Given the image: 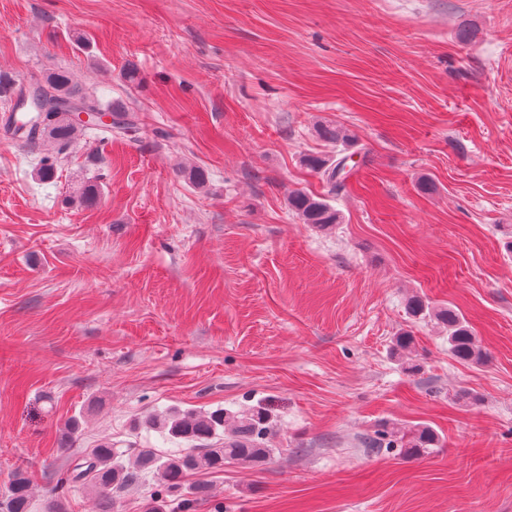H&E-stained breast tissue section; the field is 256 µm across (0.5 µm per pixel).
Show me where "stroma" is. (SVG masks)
I'll list each match as a JSON object with an SVG mask.
<instances>
[{"instance_id":"1","label":"stroma","mask_w":512,"mask_h":512,"mask_svg":"<svg viewBox=\"0 0 512 512\" xmlns=\"http://www.w3.org/2000/svg\"><path fill=\"white\" fill-rule=\"evenodd\" d=\"M57 68L138 124L49 182L0 129V495L22 475L45 512L101 441L174 452L149 418L262 406L273 455L199 475L193 512H512V0H0V72ZM307 154L347 158L346 190ZM298 189L340 224L301 223ZM416 425L423 454L365 444ZM409 314L416 320L427 317L437 324L448 327V351L457 360L480 364L484 354L476 344L472 330L465 319L451 307H439L433 310L422 300L411 297L407 302Z\"/></svg>"}]
</instances>
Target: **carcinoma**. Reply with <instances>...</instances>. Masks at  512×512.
<instances>
[{
	"label": "carcinoma",
	"mask_w": 512,
	"mask_h": 512,
	"mask_svg": "<svg viewBox=\"0 0 512 512\" xmlns=\"http://www.w3.org/2000/svg\"><path fill=\"white\" fill-rule=\"evenodd\" d=\"M12 87L9 99L3 101L10 112L27 110L33 113L25 123L12 130V134L30 143L47 141L67 148L81 133L99 131L103 134H124L137 125L138 117L122 107L102 101L96 93L88 91L74 81L66 70H54L42 81L29 89H16L10 79L0 75V97L6 87ZM53 90L64 101H85L98 115L87 122H72L61 115L49 119L37 112V94ZM112 118L107 124L101 116ZM318 135L326 142L335 144L349 142L354 136L337 126H322ZM303 164L318 173L330 191L337 193L344 187L345 164L339 158L331 162L323 156L309 155ZM288 209L304 224L319 230H328L339 223V214L326 199L302 191L288 194ZM409 314L416 320L429 318L448 328V351L457 360L480 364L484 354L476 344L472 330L465 319L451 307L429 308L422 300L412 297L407 302ZM229 417L219 409L213 412L173 410L164 417L151 418L148 424L161 429L167 438L184 446L182 454H160L153 448H137L127 460L112 444L103 442L88 450L73 461L65 471L57 475L54 485L55 497L61 498L76 487L90 485L99 497L100 512H112L117 494L128 484L144 474L157 478L159 489L145 496L140 503V512H168L166 497L181 502L198 500L208 494L201 483L188 482L191 473L219 471L224 464H258L268 459L272 449L267 447L272 426L266 412L253 410L227 425ZM435 445V436L427 428L414 430L401 443L410 455L424 452ZM31 488L25 477L16 475L10 479L8 495L0 500V512H30Z\"/></svg>",
	"instance_id": "obj_1"
}]
</instances>
